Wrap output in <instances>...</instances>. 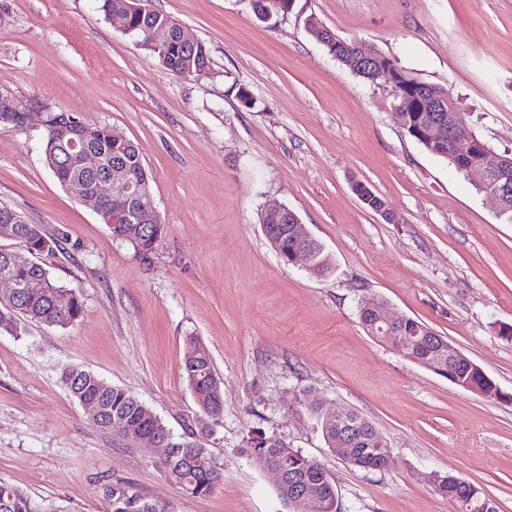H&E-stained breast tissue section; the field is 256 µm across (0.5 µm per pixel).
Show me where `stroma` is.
Listing matches in <instances>:
<instances>
[{
  "label": "stroma",
  "mask_w": 512,
  "mask_h": 512,
  "mask_svg": "<svg viewBox=\"0 0 512 512\" xmlns=\"http://www.w3.org/2000/svg\"><path fill=\"white\" fill-rule=\"evenodd\" d=\"M99 6L0 0V95L120 129L139 147L167 231L141 256L45 166L39 115L24 129L0 125V206L60 234L38 261L83 300L67 327L26 321L20 335L0 333V481L47 512H110L104 490L116 483L176 512H287L274 475L244 451L261 431L325 465L340 512H455L436 473L512 512V342L495 329L512 324V224L404 132L387 80L366 83L306 29L316 17L447 87L500 153L512 150V0H295L271 23L250 0H153L208 48L200 80L165 70ZM356 181L392 220L358 200ZM272 204L323 244L328 273L281 261L260 224ZM366 297L447 337L508 400L378 342L358 316ZM193 338L224 396L204 440L224 481L201 497L162 476L157 448L93 424L60 381L68 366L92 372L179 436L200 413L181 370ZM340 404L387 441L385 469L328 447L318 416Z\"/></svg>",
  "instance_id": "obj_1"
}]
</instances>
